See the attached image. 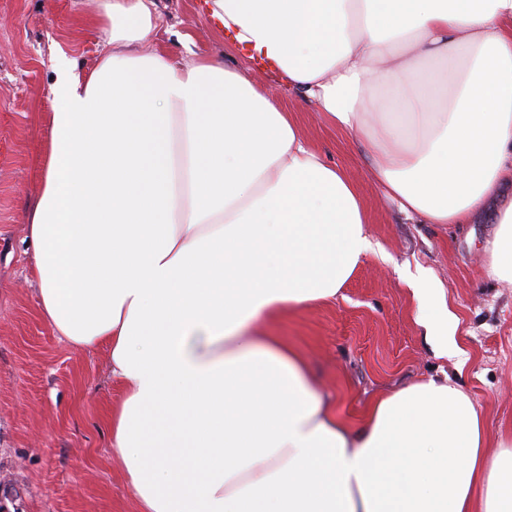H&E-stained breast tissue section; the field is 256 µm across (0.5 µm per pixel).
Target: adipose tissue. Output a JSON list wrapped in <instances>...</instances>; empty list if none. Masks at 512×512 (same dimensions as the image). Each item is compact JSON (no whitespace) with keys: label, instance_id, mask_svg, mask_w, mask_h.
Wrapping results in <instances>:
<instances>
[{"label":"adipose tissue","instance_id":"obj_1","mask_svg":"<svg viewBox=\"0 0 512 512\" xmlns=\"http://www.w3.org/2000/svg\"><path fill=\"white\" fill-rule=\"evenodd\" d=\"M283 86L356 134L370 175L429 224L490 214L512 282V0H212ZM156 0H104L103 58L55 60L31 274L55 332L124 386L111 454L140 512H512V435L449 377L357 422L257 322L335 299L374 243L356 184L250 67L178 66ZM453 350L446 303L412 280Z\"/></svg>","mask_w":512,"mask_h":512}]
</instances>
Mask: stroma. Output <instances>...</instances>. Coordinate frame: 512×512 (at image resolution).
<instances>
[{"label": "stroma", "instance_id": "obj_1", "mask_svg": "<svg viewBox=\"0 0 512 512\" xmlns=\"http://www.w3.org/2000/svg\"><path fill=\"white\" fill-rule=\"evenodd\" d=\"M202 0H158L156 46L190 65L243 58ZM102 0H0V506L7 512H138L123 465L110 458L108 415L120 393L105 348H77L42 317L30 274L25 214L42 191L41 157L52 114V57L77 73L98 63ZM281 104L301 135L357 181L376 248L335 301L261 321L308 359L319 389L354 418L373 400L429 375L455 377L512 433V282L487 274L494 227L427 224L407 216L369 174L353 134L324 121L298 93ZM426 275L456 323L457 350L438 356L417 319L410 280Z\"/></svg>", "mask_w": 512, "mask_h": 512}]
</instances>
